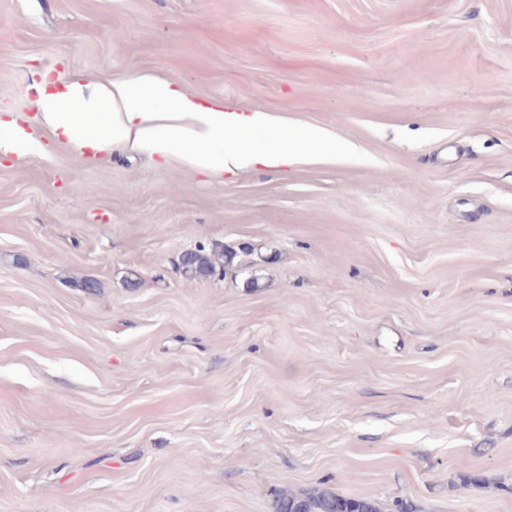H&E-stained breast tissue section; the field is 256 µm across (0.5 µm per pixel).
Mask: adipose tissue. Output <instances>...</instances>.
I'll return each instance as SVG.
<instances>
[{
  "label": "adipose tissue",
  "instance_id": "1",
  "mask_svg": "<svg viewBox=\"0 0 512 512\" xmlns=\"http://www.w3.org/2000/svg\"><path fill=\"white\" fill-rule=\"evenodd\" d=\"M67 94L83 99L81 112H63L55 95H41L42 126L79 155L143 152L163 162L180 160L220 180L245 170L281 174L303 160L307 147L326 146L320 126L294 127L270 113L231 104L199 103L171 82L132 76L85 97L79 81Z\"/></svg>",
  "mask_w": 512,
  "mask_h": 512
}]
</instances>
